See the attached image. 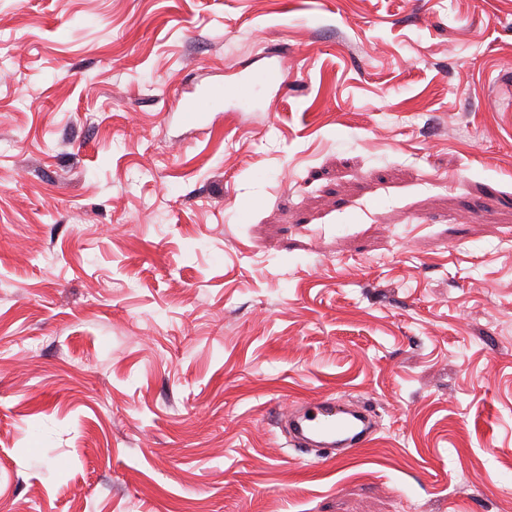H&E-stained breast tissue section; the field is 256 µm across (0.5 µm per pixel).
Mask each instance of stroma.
<instances>
[{"instance_id": "stroma-1", "label": "stroma", "mask_w": 512, "mask_h": 512, "mask_svg": "<svg viewBox=\"0 0 512 512\" xmlns=\"http://www.w3.org/2000/svg\"><path fill=\"white\" fill-rule=\"evenodd\" d=\"M0 141V512H512V0H0ZM224 97V89L221 87H208L203 93L194 97L189 104L182 110L186 121L191 123L199 122L205 112H213L221 105ZM278 418L288 445L315 459H335L367 446L377 431L373 411L363 402H341L319 396L292 402L279 409Z\"/></svg>"}]
</instances>
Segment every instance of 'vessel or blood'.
Wrapping results in <instances>:
<instances>
[{"label":"vessel or blood","instance_id":"vessel-or-blood-1","mask_svg":"<svg viewBox=\"0 0 512 512\" xmlns=\"http://www.w3.org/2000/svg\"><path fill=\"white\" fill-rule=\"evenodd\" d=\"M224 90L207 88L184 109L186 121L199 122L220 106ZM278 418L290 447L319 459H338L367 446L377 431L372 410L362 402L319 396L280 408Z\"/></svg>","mask_w":512,"mask_h":512}]
</instances>
